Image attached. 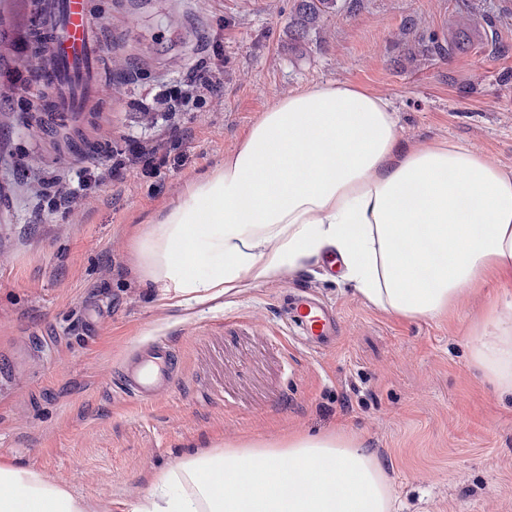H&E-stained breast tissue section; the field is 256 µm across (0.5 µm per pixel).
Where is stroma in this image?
<instances>
[{
    "label": "stroma",
    "mask_w": 512,
    "mask_h": 512,
    "mask_svg": "<svg viewBox=\"0 0 512 512\" xmlns=\"http://www.w3.org/2000/svg\"><path fill=\"white\" fill-rule=\"evenodd\" d=\"M297 0H93L108 34L97 111L58 119L30 99L44 53L10 55L0 86V460L98 506L129 512L157 470L197 448L293 432H355L381 464L394 512H512V398L469 359L512 282L464 289L446 316L402 320L314 265L215 303L170 307L134 272L131 238L223 163L276 100L339 81L387 99L407 143L452 140L512 172V0H337L296 39ZM224 55V92L175 128L162 94ZM188 132L183 158L130 170L36 214L49 172L99 166L109 149ZM335 304L334 348L309 350L283 298ZM165 340L164 395L128 398L115 373Z\"/></svg>",
    "instance_id": "35a3bbf8"
}]
</instances>
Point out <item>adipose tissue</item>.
Segmentation results:
<instances>
[{"mask_svg": "<svg viewBox=\"0 0 512 512\" xmlns=\"http://www.w3.org/2000/svg\"><path fill=\"white\" fill-rule=\"evenodd\" d=\"M140 278L202 305L336 257L368 304L433 319L463 288L512 282V174L442 140L401 142L389 103L346 82L265 110L223 164L134 238ZM473 365L512 396V304ZM0 512H93L41 472L0 462ZM130 512H392L385 473L350 432L245 439L157 471Z\"/></svg>", "mask_w": 512, "mask_h": 512, "instance_id": "ef3b65f1", "label": "adipose tissue"}]
</instances>
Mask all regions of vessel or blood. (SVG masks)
Listing matches in <instances>:
<instances>
[{"mask_svg": "<svg viewBox=\"0 0 512 512\" xmlns=\"http://www.w3.org/2000/svg\"><path fill=\"white\" fill-rule=\"evenodd\" d=\"M43 32L53 52L45 73L55 111L93 112L97 109L95 85L102 68V34L92 14L91 0H41ZM290 313L307 345L331 341L337 314L310 295L293 296ZM177 354L166 343L126 361L117 371L119 385L132 398L148 404L177 371Z\"/></svg>", "mask_w": 512, "mask_h": 512, "instance_id": "obj_1", "label": "vessel or blood"}]
</instances>
